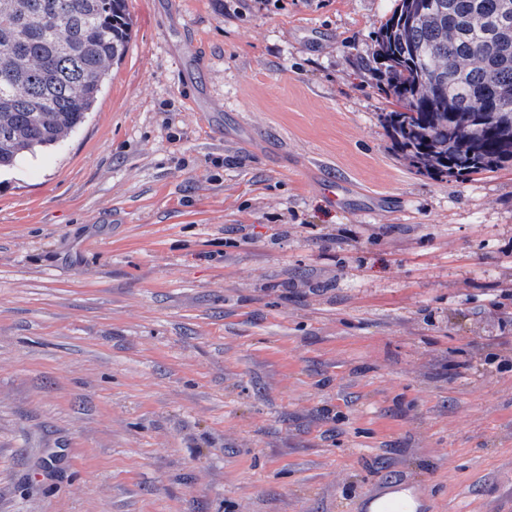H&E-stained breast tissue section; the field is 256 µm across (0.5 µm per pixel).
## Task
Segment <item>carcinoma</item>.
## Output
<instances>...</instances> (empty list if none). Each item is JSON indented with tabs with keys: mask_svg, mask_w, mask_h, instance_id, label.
Returning <instances> with one entry per match:
<instances>
[{
	"mask_svg": "<svg viewBox=\"0 0 512 512\" xmlns=\"http://www.w3.org/2000/svg\"><path fill=\"white\" fill-rule=\"evenodd\" d=\"M125 0H0V169L95 108L130 39ZM381 118L420 172L512 167V14L502 0H398L376 31Z\"/></svg>",
	"mask_w": 512,
	"mask_h": 512,
	"instance_id": "cac0c4a2",
	"label": "carcinoma"
}]
</instances>
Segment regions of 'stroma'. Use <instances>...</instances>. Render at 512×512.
Instances as JSON below:
<instances>
[{
  "mask_svg": "<svg viewBox=\"0 0 512 512\" xmlns=\"http://www.w3.org/2000/svg\"><path fill=\"white\" fill-rule=\"evenodd\" d=\"M396 0H127L0 172V512H512V169L417 172ZM422 507V502L414 493V490H396L370 501L369 509H386L390 512H399L406 509L407 512H415Z\"/></svg>",
  "mask_w": 512,
  "mask_h": 512,
  "instance_id": "35a3bbf8",
  "label": "stroma"
}]
</instances>
